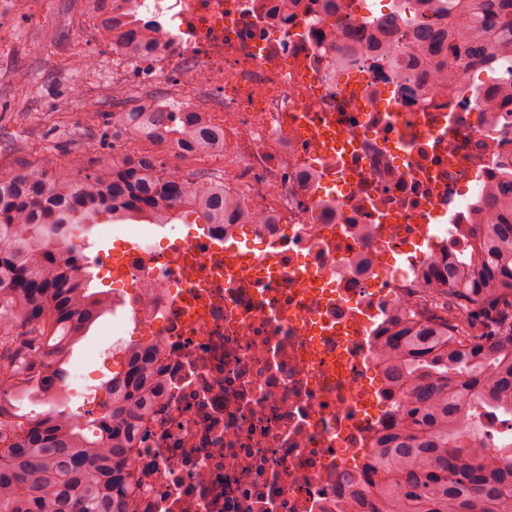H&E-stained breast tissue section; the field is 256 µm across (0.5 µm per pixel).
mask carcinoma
Here are the masks:
<instances>
[{
  "label": "carcinoma",
  "mask_w": 512,
  "mask_h": 512,
  "mask_svg": "<svg viewBox=\"0 0 512 512\" xmlns=\"http://www.w3.org/2000/svg\"><path fill=\"white\" fill-rule=\"evenodd\" d=\"M112 51L148 57L134 0H86ZM374 20L378 37L402 30L431 63L448 57L487 72L482 105L512 108V0H417ZM448 15V27L435 18ZM149 142L140 156H101L0 171V512H141L133 460L136 429L159 396L151 342L131 346L106 387L107 414L88 420L67 409L28 415L16 401L59 399L65 365L111 310L105 290L79 273L73 224L148 218L168 224L191 212L207 232L233 202L224 181L191 183L168 170L161 151H215L224 133L198 112L159 104L112 112V138ZM468 245L420 274L425 287L385 317L375 347L383 386L397 397L394 423L376 437L364 466L346 474L341 512H512V442L487 424L512 422V158L482 192Z\"/></svg>",
  "instance_id": "cac0c4a2"
}]
</instances>
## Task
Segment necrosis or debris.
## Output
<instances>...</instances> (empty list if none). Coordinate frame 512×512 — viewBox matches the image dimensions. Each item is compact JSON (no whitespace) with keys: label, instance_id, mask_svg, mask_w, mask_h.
Returning <instances> with one entry per match:
<instances>
[{"label":"necrosis or debris","instance_id":"1","mask_svg":"<svg viewBox=\"0 0 512 512\" xmlns=\"http://www.w3.org/2000/svg\"><path fill=\"white\" fill-rule=\"evenodd\" d=\"M156 44L133 74L224 133L185 180L220 178L225 240L171 231L108 257L161 393L137 430L143 512H339L336 491L385 428L375 327L431 255L457 250L512 115L490 123L471 69L429 79L402 33L367 40L361 0H140ZM351 53L346 69L336 59ZM426 85L409 95L412 83Z\"/></svg>","mask_w":512,"mask_h":512}]
</instances>
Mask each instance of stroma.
Segmentation results:
<instances>
[{"instance_id": "stroma-1", "label": "stroma", "mask_w": 512, "mask_h": 512, "mask_svg": "<svg viewBox=\"0 0 512 512\" xmlns=\"http://www.w3.org/2000/svg\"><path fill=\"white\" fill-rule=\"evenodd\" d=\"M88 21L85 0H21L0 11V164L48 154L63 162L111 150L112 92L91 69L97 60L111 58L112 48L97 33L95 54L80 49L75 33ZM53 30L58 33L54 39L49 36ZM16 70L29 77L24 89L10 80ZM66 100L72 103L66 125L53 130L52 119ZM88 100L95 102L97 116L83 112ZM115 371L75 352L66 380L67 406L80 410L86 388L104 384Z\"/></svg>"}]
</instances>
